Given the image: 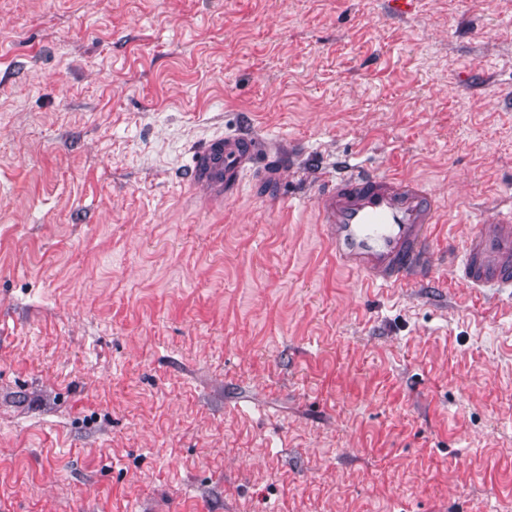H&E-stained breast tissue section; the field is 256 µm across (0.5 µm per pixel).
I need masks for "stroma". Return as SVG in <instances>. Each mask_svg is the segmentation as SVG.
Returning a JSON list of instances; mask_svg holds the SVG:
<instances>
[{"mask_svg": "<svg viewBox=\"0 0 512 512\" xmlns=\"http://www.w3.org/2000/svg\"><path fill=\"white\" fill-rule=\"evenodd\" d=\"M236 131L292 152L214 205ZM349 162L426 285L328 255ZM509 206L512 0H0V512H512V298L442 260ZM270 144L245 135H216L194 153L190 181L204 186L209 197L224 202V195L236 193L241 176L251 169L258 153ZM319 224L330 255L367 284H424L440 223L435 196L421 181L348 167L322 186Z\"/></svg>", "mask_w": 512, "mask_h": 512, "instance_id": "obj_1", "label": "stroma"}]
</instances>
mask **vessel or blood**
Segmentation results:
<instances>
[{
	"label": "vessel or blood",
	"instance_id": "1",
	"mask_svg": "<svg viewBox=\"0 0 512 512\" xmlns=\"http://www.w3.org/2000/svg\"><path fill=\"white\" fill-rule=\"evenodd\" d=\"M267 147V142L245 135L214 136L195 152L190 180L204 186L210 199L223 202L237 192L242 175ZM317 200L330 255L362 274L367 284L421 285L430 278V243L439 214L435 196L424 183L349 167L322 186ZM448 267L466 287L512 293V209L479 225L460 252L449 254Z\"/></svg>",
	"mask_w": 512,
	"mask_h": 512
}]
</instances>
